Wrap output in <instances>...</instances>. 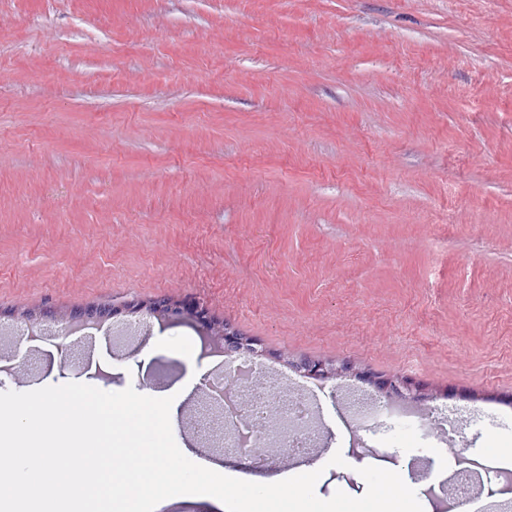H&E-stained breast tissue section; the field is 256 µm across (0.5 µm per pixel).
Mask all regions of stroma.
Returning a JSON list of instances; mask_svg holds the SVG:
<instances>
[{"mask_svg": "<svg viewBox=\"0 0 512 512\" xmlns=\"http://www.w3.org/2000/svg\"><path fill=\"white\" fill-rule=\"evenodd\" d=\"M191 299L309 357L423 381L442 435L363 428L314 392L316 479L279 512H453L463 458L512 471V0H0V312ZM0 338V392L172 397L178 446L214 343L184 316Z\"/></svg>", "mask_w": 512, "mask_h": 512, "instance_id": "1", "label": "stroma"}]
</instances>
